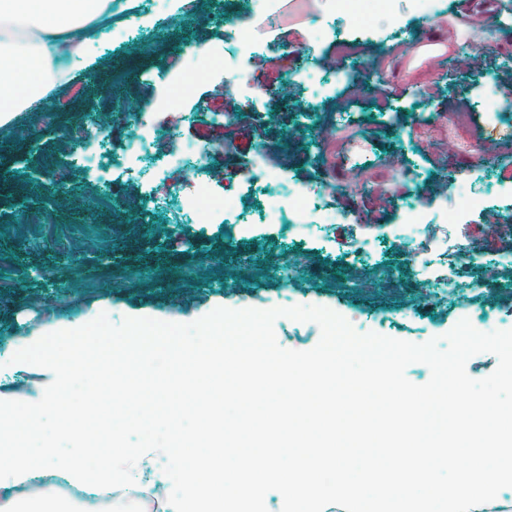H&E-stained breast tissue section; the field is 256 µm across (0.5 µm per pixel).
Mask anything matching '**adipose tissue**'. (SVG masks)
Instances as JSON below:
<instances>
[{
	"mask_svg": "<svg viewBox=\"0 0 512 512\" xmlns=\"http://www.w3.org/2000/svg\"><path fill=\"white\" fill-rule=\"evenodd\" d=\"M0 0V126L125 31L138 0Z\"/></svg>",
	"mask_w": 512,
	"mask_h": 512,
	"instance_id": "obj_1",
	"label": "adipose tissue"
}]
</instances>
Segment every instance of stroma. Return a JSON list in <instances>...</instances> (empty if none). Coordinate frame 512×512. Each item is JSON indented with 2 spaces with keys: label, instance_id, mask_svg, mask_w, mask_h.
I'll list each match as a JSON object with an SVG mask.
<instances>
[{
  "label": "stroma",
  "instance_id": "stroma-1",
  "mask_svg": "<svg viewBox=\"0 0 512 512\" xmlns=\"http://www.w3.org/2000/svg\"><path fill=\"white\" fill-rule=\"evenodd\" d=\"M322 11L312 32L308 17ZM363 29L345 26L322 0H282L267 21L253 0H202L132 37L117 36L87 71L56 86L43 99L47 114L69 113L71 129L106 131L118 142L130 132L124 119L132 103L109 87L116 62L129 61L134 79L155 100V122L172 136L212 148L233 135L236 162L325 192L329 210L307 213L293 233L265 223L258 205L234 207L230 221L210 219L211 201H233L239 177L211 162L196 189L185 174L162 163L148 179L104 180L88 173L79 152H66L54 125L25 145L15 132L27 121L19 112L0 127V350L29 336L51 317L111 305L113 324L131 311L200 315L208 309L325 306L358 333L375 332L416 344L469 319L479 331L512 329V274L499 276L469 311L440 289L423 296L418 260L398 247L414 223L439 217L464 225L478 243L480 260L470 284L503 254L491 224L512 222V179L501 162L484 164L485 152L512 149V17L478 0H440L429 13L425 0H355ZM247 15L253 48L239 66L252 87L225 91L219 64L204 68L189 49L219 45L229 13ZM428 35L401 48L418 26ZM462 59V68L451 59ZM325 68L329 84L312 98L299 72ZM355 72L336 85L339 71ZM468 114L464 131L454 128ZM263 124L288 158L273 164L254 135ZM58 172L69 199L61 205L45 185ZM398 180L405 197L380 195L378 185ZM191 203L195 221L180 223L177 199ZM415 202L407 214L405 202ZM369 238V254L343 252L336 240L347 230ZM148 252L134 256L137 243Z\"/></svg>",
  "mask_w": 512,
  "mask_h": 512
}]
</instances>
